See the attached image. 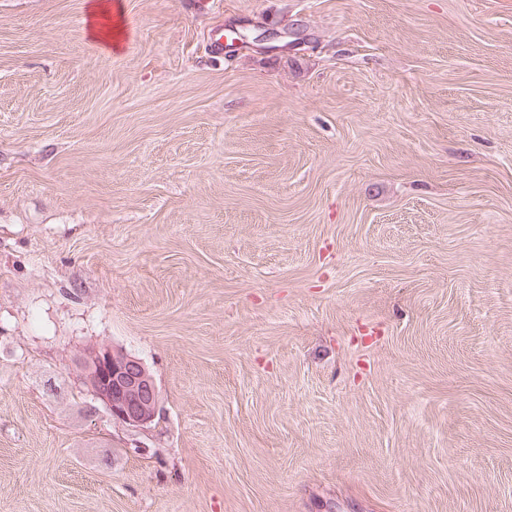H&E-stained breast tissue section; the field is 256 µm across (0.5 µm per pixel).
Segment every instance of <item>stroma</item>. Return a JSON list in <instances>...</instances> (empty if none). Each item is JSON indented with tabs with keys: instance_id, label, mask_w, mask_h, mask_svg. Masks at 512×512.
Listing matches in <instances>:
<instances>
[{
	"instance_id": "35a3bbf8",
	"label": "stroma",
	"mask_w": 512,
	"mask_h": 512,
	"mask_svg": "<svg viewBox=\"0 0 512 512\" xmlns=\"http://www.w3.org/2000/svg\"><path fill=\"white\" fill-rule=\"evenodd\" d=\"M121 2L0 0V512H512V0ZM114 6L118 10V2L112 0H92L87 5L88 37L107 54L120 50L126 41L123 18L114 13ZM79 365L83 385L113 421L140 430L154 421L159 389L141 359L99 343L80 351Z\"/></svg>"
}]
</instances>
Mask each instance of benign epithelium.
Masks as SVG:
<instances>
[{
    "label": "benign epithelium",
    "instance_id": "7a95c632",
    "mask_svg": "<svg viewBox=\"0 0 512 512\" xmlns=\"http://www.w3.org/2000/svg\"><path fill=\"white\" fill-rule=\"evenodd\" d=\"M79 365L83 385L112 420L140 430L154 421L159 389L141 359L99 343L80 351Z\"/></svg>",
    "mask_w": 512,
    "mask_h": 512
}]
</instances>
